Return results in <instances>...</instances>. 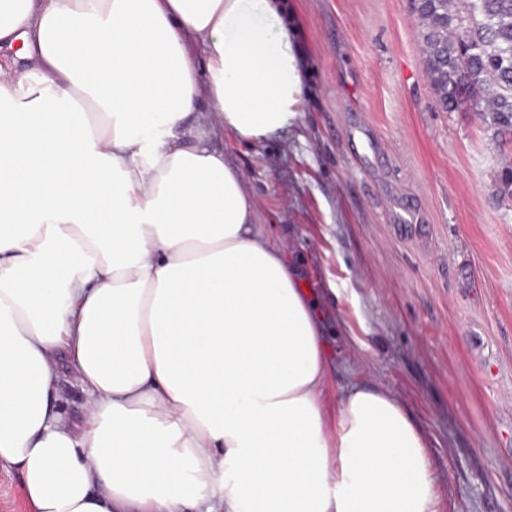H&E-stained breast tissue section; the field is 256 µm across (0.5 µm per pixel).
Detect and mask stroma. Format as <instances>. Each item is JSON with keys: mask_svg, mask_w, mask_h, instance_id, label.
<instances>
[{"mask_svg": "<svg viewBox=\"0 0 512 512\" xmlns=\"http://www.w3.org/2000/svg\"><path fill=\"white\" fill-rule=\"evenodd\" d=\"M278 6L297 119L211 145L319 300L328 396L385 387L430 441L441 512H512V140L440 109L409 0Z\"/></svg>", "mask_w": 512, "mask_h": 512, "instance_id": "obj_1", "label": "stroma"}]
</instances>
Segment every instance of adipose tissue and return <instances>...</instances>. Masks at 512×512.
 Here are the masks:
<instances>
[{
	"label": "adipose tissue",
	"instance_id": "ef3b65f1",
	"mask_svg": "<svg viewBox=\"0 0 512 512\" xmlns=\"http://www.w3.org/2000/svg\"><path fill=\"white\" fill-rule=\"evenodd\" d=\"M301 92L274 0H0V465L33 512H439L385 388L328 411L317 297L209 146ZM56 392L62 416L81 427L88 412V397L84 389L73 380L69 373L62 370L56 383Z\"/></svg>",
	"mask_w": 512,
	"mask_h": 512
}]
</instances>
